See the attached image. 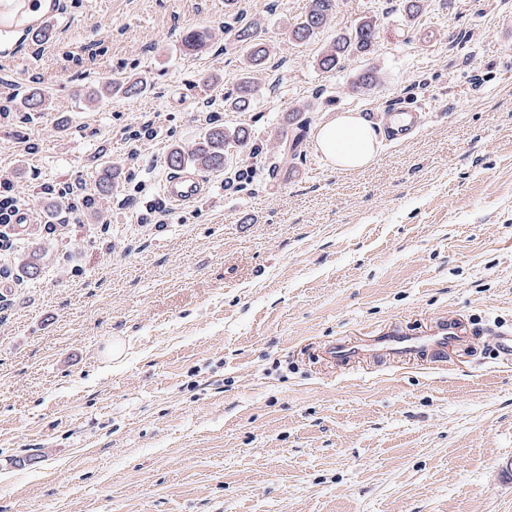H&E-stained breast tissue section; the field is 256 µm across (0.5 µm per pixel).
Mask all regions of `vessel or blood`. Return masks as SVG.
I'll return each instance as SVG.
<instances>
[{
	"label": "vessel or blood",
	"mask_w": 512,
	"mask_h": 512,
	"mask_svg": "<svg viewBox=\"0 0 512 512\" xmlns=\"http://www.w3.org/2000/svg\"><path fill=\"white\" fill-rule=\"evenodd\" d=\"M66 16L63 0H0V61L20 59L27 50L30 36L53 28ZM420 110L399 106L385 117L387 140L403 142L414 137L422 124ZM208 183L194 170L182 167L169 172L163 183V195L177 206L191 205L207 194ZM456 338L452 324L443 325L432 336L389 334L370 346L337 343L331 346L334 360L346 362L361 356L388 355L402 357L413 352L446 351Z\"/></svg>",
	"instance_id": "vessel-or-blood-1"
}]
</instances>
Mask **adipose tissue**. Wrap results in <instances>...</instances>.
<instances>
[{
    "instance_id": "ef3b65f1",
    "label": "adipose tissue",
    "mask_w": 512,
    "mask_h": 512,
    "mask_svg": "<svg viewBox=\"0 0 512 512\" xmlns=\"http://www.w3.org/2000/svg\"><path fill=\"white\" fill-rule=\"evenodd\" d=\"M314 147L331 168L352 173L374 162L379 133L361 113L339 112L316 127Z\"/></svg>"
}]
</instances>
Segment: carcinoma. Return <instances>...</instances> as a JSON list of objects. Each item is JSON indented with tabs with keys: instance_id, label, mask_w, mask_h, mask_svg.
<instances>
[{
	"instance_id": "carcinoma-1",
	"label": "carcinoma",
	"mask_w": 512,
	"mask_h": 512,
	"mask_svg": "<svg viewBox=\"0 0 512 512\" xmlns=\"http://www.w3.org/2000/svg\"><path fill=\"white\" fill-rule=\"evenodd\" d=\"M336 10V0H309L307 12L297 19L288 29V39L305 45L314 40ZM234 33L245 61L248 76L238 83L236 89L224 99V109L230 112H247L252 107L257 94V86L249 73L262 69L271 56L270 45L261 39L254 23L233 15V22L227 24ZM378 34L377 20L369 17L347 33H338L329 44L324 46L316 59V65L323 72L335 70L345 59L370 53L374 50ZM108 90L114 94L122 93L134 96L142 93L143 83L130 78H114L107 82ZM49 102V94L42 88L34 89L24 100L28 112H42ZM250 134L245 128L227 130L220 126L209 128L196 147L193 158L203 169L219 172L224 169L228 158V149L234 142L247 141Z\"/></svg>"
}]
</instances>
